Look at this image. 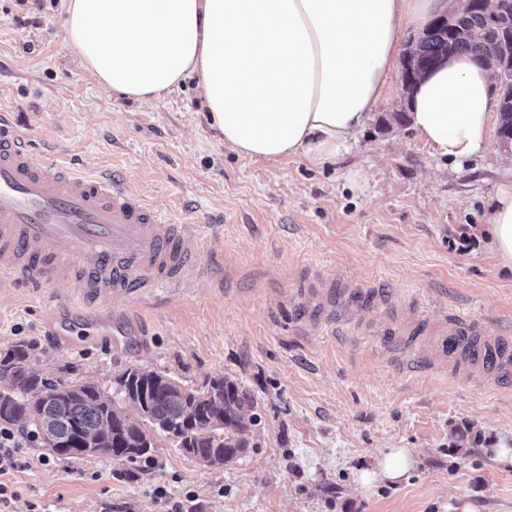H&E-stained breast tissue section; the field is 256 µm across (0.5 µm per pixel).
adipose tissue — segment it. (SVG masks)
Returning <instances> with one entry per match:
<instances>
[{
    "label": "adipose tissue",
    "mask_w": 512,
    "mask_h": 512,
    "mask_svg": "<svg viewBox=\"0 0 512 512\" xmlns=\"http://www.w3.org/2000/svg\"><path fill=\"white\" fill-rule=\"evenodd\" d=\"M451 0H67L69 45L114 96L152 103L193 78L225 147L277 160L336 157L383 99L407 26ZM491 70L468 55L421 77L413 129L449 163L489 145ZM489 231L512 267V184L499 189Z\"/></svg>",
    "instance_id": "1"
}]
</instances>
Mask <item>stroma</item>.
<instances>
[{
  "label": "stroma",
  "mask_w": 512,
  "mask_h": 512,
  "mask_svg": "<svg viewBox=\"0 0 512 512\" xmlns=\"http://www.w3.org/2000/svg\"><path fill=\"white\" fill-rule=\"evenodd\" d=\"M66 0H0V111L38 149L139 185L161 212L202 228L195 275L140 306L142 342L78 350L54 343L43 293L0 279V361L24 354L44 377L111 385L125 368L197 386L224 376L254 397L246 453L205 466L160 440L158 467L24 449L6 475L13 512H163L153 490L194 497L195 512H512V386L435 362L401 369L382 338L389 314L420 324L441 311L512 327V269L486 231L512 174V143L492 137L461 164L411 124L400 76L346 151L250 158L219 144L194 80L160 101L112 96L67 45ZM388 292L387 308H353L349 324L313 328L293 299L299 281ZM469 429L465 443L458 432ZM391 448L414 451L399 481L362 486Z\"/></svg>",
  "instance_id": "1"
}]
</instances>
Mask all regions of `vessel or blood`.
<instances>
[{
    "label": "vessel or blood",
    "instance_id": "1",
    "mask_svg": "<svg viewBox=\"0 0 512 512\" xmlns=\"http://www.w3.org/2000/svg\"><path fill=\"white\" fill-rule=\"evenodd\" d=\"M198 230L161 213L109 170L47 160L12 117L0 113V276L36 289L77 282L74 294L55 300L48 315L60 344L73 347L75 334L94 336L111 324L112 314L103 308L111 295L145 301L156 289L188 280L195 267L187 244ZM340 294L351 299L359 292ZM340 294L313 291L315 322L336 324ZM482 331L479 322L454 316L425 328L397 322L385 334L394 343L404 336L421 339L407 363L422 366L432 351L457 360L463 340ZM491 352L495 371L512 375V336L496 337Z\"/></svg>",
    "mask_w": 512,
    "mask_h": 512
}]
</instances>
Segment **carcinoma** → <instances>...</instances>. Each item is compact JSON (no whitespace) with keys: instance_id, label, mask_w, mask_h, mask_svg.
I'll use <instances>...</instances> for the list:
<instances>
[{"instance_id":"1","label":"carcinoma","mask_w":512,"mask_h":512,"mask_svg":"<svg viewBox=\"0 0 512 512\" xmlns=\"http://www.w3.org/2000/svg\"><path fill=\"white\" fill-rule=\"evenodd\" d=\"M454 20L457 36L431 27L417 44L418 54L426 62L448 52L499 62L503 81L497 95L507 99V110L500 112L501 127L512 134V0H499L492 26L477 0H456ZM8 367L13 369V380L0 388V423H26L30 433L57 455L69 454L59 444L76 440L84 431L106 446L119 443L126 448L125 460L130 463L153 459L159 434L194 458L199 454L222 458L234 448L228 428L248 411L251 421L259 418L250 393L224 377L214 378L198 390L152 370L129 367L116 377L123 386L118 392L95 383L50 380L27 365L23 355L16 356ZM146 384L150 398L142 408L141 425L117 422L114 406Z\"/></svg>"}]
</instances>
